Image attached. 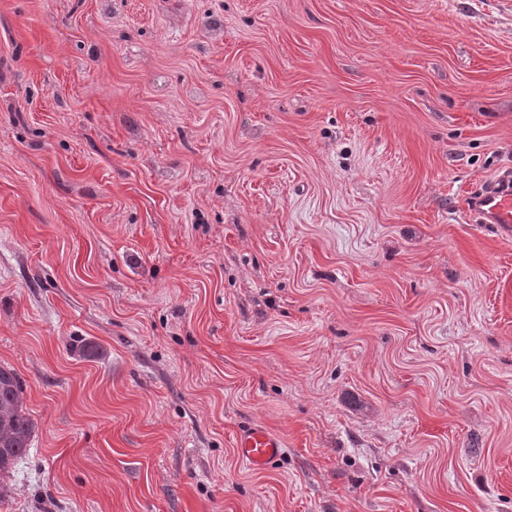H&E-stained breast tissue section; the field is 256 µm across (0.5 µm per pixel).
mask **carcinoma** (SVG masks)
I'll return each mask as SVG.
<instances>
[{
  "label": "carcinoma",
  "instance_id": "carcinoma-1",
  "mask_svg": "<svg viewBox=\"0 0 512 512\" xmlns=\"http://www.w3.org/2000/svg\"><path fill=\"white\" fill-rule=\"evenodd\" d=\"M34 423L22 409L17 371L0 365V475L29 455Z\"/></svg>",
  "mask_w": 512,
  "mask_h": 512
}]
</instances>
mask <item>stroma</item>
I'll list each match as a JSON object with an SVG mask.
<instances>
[{
  "mask_svg": "<svg viewBox=\"0 0 512 512\" xmlns=\"http://www.w3.org/2000/svg\"><path fill=\"white\" fill-rule=\"evenodd\" d=\"M509 167L512 0H0V512H512ZM466 216L471 223L502 224L512 228L511 169L469 196ZM17 371L0 365V477L29 455L34 423L22 409ZM235 447L242 462L254 470L272 466L282 455L284 443L275 433L262 426L240 429Z\"/></svg>",
  "mask_w": 512,
  "mask_h": 512,
  "instance_id": "1",
  "label": "stroma"
}]
</instances>
